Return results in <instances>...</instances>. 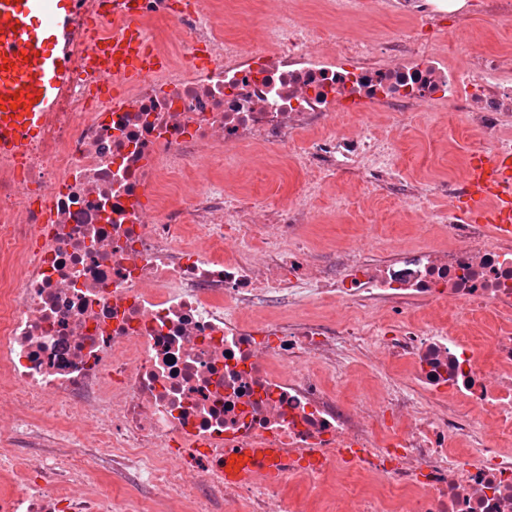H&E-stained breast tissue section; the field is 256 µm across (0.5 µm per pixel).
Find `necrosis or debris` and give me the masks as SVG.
Listing matches in <instances>:
<instances>
[{
	"instance_id": "4bbe7bcc",
	"label": "necrosis or debris",
	"mask_w": 512,
	"mask_h": 512,
	"mask_svg": "<svg viewBox=\"0 0 512 512\" xmlns=\"http://www.w3.org/2000/svg\"><path fill=\"white\" fill-rule=\"evenodd\" d=\"M391 6L412 28L316 51L300 14L303 35L275 27L240 44L224 38L222 0H141L164 65L104 98L90 94L84 49L123 26L79 27L41 134L0 158V474L14 479L0 512H120L83 482L103 459L171 512L213 499L223 512H316L314 484L339 512H512V452L499 448L512 438V237L452 208L447 247L325 256L299 233L313 219L302 201L242 204L190 176L204 158L262 148L413 202L459 192L456 180L398 179L391 141L330 132L340 112L448 107L483 149L512 154V58L449 66L416 43L450 0ZM256 238L255 252L222 249ZM318 300L378 318L291 315ZM264 304L281 314L258 315ZM444 307L465 325L495 319L490 351L410 314ZM371 346L388 379L376 405L346 407L333 384ZM22 436L38 456L15 453ZM460 437L475 448H449ZM228 448L280 449L287 474L226 484ZM56 470V484L41 481Z\"/></svg>"
}]
</instances>
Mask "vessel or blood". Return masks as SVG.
<instances>
[{
	"mask_svg": "<svg viewBox=\"0 0 512 512\" xmlns=\"http://www.w3.org/2000/svg\"><path fill=\"white\" fill-rule=\"evenodd\" d=\"M137 0H100L99 20L121 16L124 34L94 39L89 70L104 76H138L152 61L150 43L137 25ZM86 0H0V156L18 157L39 133L65 87L72 63V34ZM468 217L512 236V155L478 156L460 190ZM273 448H232L224 453V478L247 481L274 471Z\"/></svg>",
	"mask_w": 512,
	"mask_h": 512,
	"instance_id": "b4317fda",
	"label": "vessel or blood"
}]
</instances>
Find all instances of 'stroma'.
<instances>
[{
    "mask_svg": "<svg viewBox=\"0 0 512 512\" xmlns=\"http://www.w3.org/2000/svg\"><path fill=\"white\" fill-rule=\"evenodd\" d=\"M226 37L248 42L268 28L283 25L295 31L285 20L278 0H223ZM319 27H331L337 36L365 35L384 40L402 25L390 7V0H363L357 10L346 14L319 15ZM429 48L444 55L458 68H467L476 50H498L512 54V14L496 20L469 12L442 19L432 34H423ZM337 133L351 134L368 126L381 138H393L398 148L391 157L394 169L408 182L429 181L443 176L463 177L462 164L478 149L482 134L465 130L453 111L431 108L392 126L383 112H340L333 122ZM202 170L223 183L227 194L240 189L273 204L294 202L309 175L294 163H283L263 150L253 151L241 160L226 154L215 161H203ZM312 212V224L303 228L310 246L318 252H331L348 246L365 247L377 253L395 243L436 242L446 244L448 200L432 197L417 205L382 192L363 193L355 178L347 173L323 183L320 191L305 201ZM383 375L360 354H352L346 378L337 385L341 401L356 406L375 396Z\"/></svg>",
    "mask_w": 512,
    "mask_h": 512,
    "instance_id": "stroma-1",
    "label": "stroma"
}]
</instances>
